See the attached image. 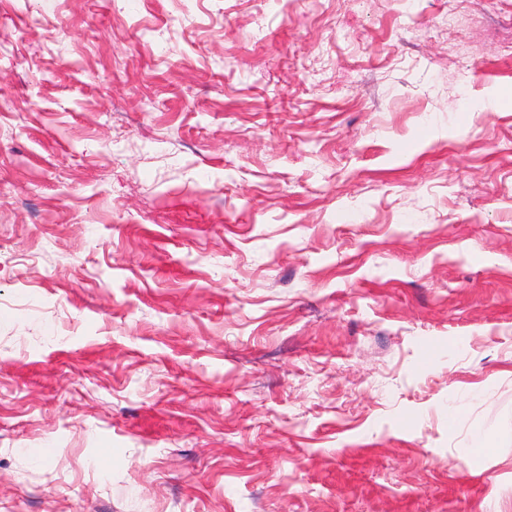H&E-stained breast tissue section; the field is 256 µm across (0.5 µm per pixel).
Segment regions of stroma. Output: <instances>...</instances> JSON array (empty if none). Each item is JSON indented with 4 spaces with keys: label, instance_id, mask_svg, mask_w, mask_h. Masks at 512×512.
<instances>
[{
    "label": "stroma",
    "instance_id": "stroma-1",
    "mask_svg": "<svg viewBox=\"0 0 512 512\" xmlns=\"http://www.w3.org/2000/svg\"><path fill=\"white\" fill-rule=\"evenodd\" d=\"M512 0H0V512H512Z\"/></svg>",
    "mask_w": 512,
    "mask_h": 512
}]
</instances>
